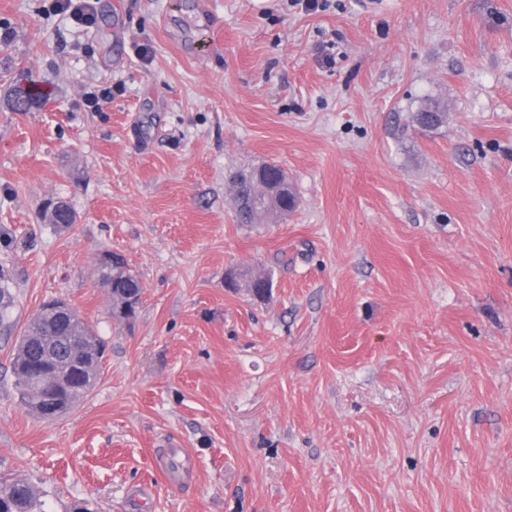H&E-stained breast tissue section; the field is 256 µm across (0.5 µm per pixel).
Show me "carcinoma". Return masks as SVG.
<instances>
[{"label": "carcinoma", "instance_id": "carcinoma-1", "mask_svg": "<svg viewBox=\"0 0 512 512\" xmlns=\"http://www.w3.org/2000/svg\"><path fill=\"white\" fill-rule=\"evenodd\" d=\"M43 95L40 86L31 83L28 90L11 93L10 105L15 112H27L37 105ZM446 108L438 102L422 104L411 115L412 121L423 127L438 126L445 120ZM270 174L281 180L278 188L272 189L264 181L252 179L247 186L248 204L236 211L237 222L240 224H264L270 215L286 216L297 206L296 196L288 184L285 172L276 165L268 166ZM114 270L116 276L102 274L99 279L102 285L108 288L116 311H122L126 303L132 301V310H137L143 287L138 278L129 273L127 263L123 256L115 253ZM16 306L15 296L9 288V269L0 265V330L8 332L14 329L12 320L13 310ZM73 332L89 337L98 351H103V345L94 329L82 318L76 316L70 323ZM58 329L57 319L42 311L32 317L20 331L14 357L12 359L13 374L21 402L27 411L37 417L42 416V406L38 395L33 393L26 385L27 371L39 368H51L55 361L45 354V345L56 335ZM97 376L95 370H74L70 373L69 385L61 395L60 413H67L88 393L92 386L91 378ZM0 512H41L38 506L33 487L23 481L9 478H0Z\"/></svg>", "mask_w": 512, "mask_h": 512}]
</instances>
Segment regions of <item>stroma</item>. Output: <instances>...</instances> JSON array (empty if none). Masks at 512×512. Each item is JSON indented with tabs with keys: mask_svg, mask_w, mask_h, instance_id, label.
<instances>
[{
	"mask_svg": "<svg viewBox=\"0 0 512 512\" xmlns=\"http://www.w3.org/2000/svg\"><path fill=\"white\" fill-rule=\"evenodd\" d=\"M209 2L94 0L85 27L0 0L14 317L60 297L105 346L44 420L0 339V474L43 512H512V0ZM265 164L298 207L237 223L230 177ZM39 89L40 86L36 84V82H33L29 85L26 92L19 93L16 90H12L13 93L10 95L12 110L15 112H27L37 105L43 98ZM446 108L438 102H427L422 104L416 112L411 115L412 122L423 127L438 126L445 120ZM115 258L114 271H117L116 276L102 274L99 279L105 288H108L109 294L112 297L113 305H115L116 311L120 316L128 318L127 314H123L121 311L126 303L134 301V306L130 304V308L133 310L132 314L138 308L141 300L143 287L138 278L130 273L127 263L123 256L113 253ZM127 273L128 276L122 278Z\"/></svg>",
	"mask_w": 512,
	"mask_h": 512,
	"instance_id": "1",
	"label": "stroma"
}]
</instances>
